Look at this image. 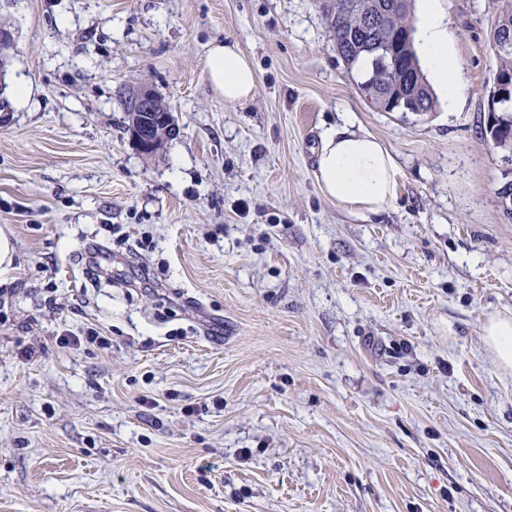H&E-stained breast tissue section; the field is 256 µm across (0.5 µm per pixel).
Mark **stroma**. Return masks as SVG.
<instances>
[{
	"mask_svg": "<svg viewBox=\"0 0 512 512\" xmlns=\"http://www.w3.org/2000/svg\"><path fill=\"white\" fill-rule=\"evenodd\" d=\"M461 102L382 112L314 0H0V512H512V180L483 133L487 0H440ZM236 41L254 95L204 70ZM162 95L151 157L122 95ZM353 113L377 213L315 179ZM96 328L108 348L63 346ZM205 69L210 87L225 103L243 102L253 95L256 86L253 64L235 42L213 40ZM397 176L394 156L374 135L346 127L322 135L315 178L337 206L379 212L396 198ZM484 345L497 368L512 373V313H494L483 325Z\"/></svg>",
	"mask_w": 512,
	"mask_h": 512,
	"instance_id": "stroma-1",
	"label": "stroma"
}]
</instances>
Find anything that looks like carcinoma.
Masks as SVG:
<instances>
[{
    "instance_id": "1",
    "label": "carcinoma",
    "mask_w": 512,
    "mask_h": 512,
    "mask_svg": "<svg viewBox=\"0 0 512 512\" xmlns=\"http://www.w3.org/2000/svg\"><path fill=\"white\" fill-rule=\"evenodd\" d=\"M324 23L336 44V51L349 67L359 60L370 62L361 73L360 88L371 103L384 112H397L406 96L417 98L421 111L435 108V97L419 64L414 39L400 38L402 26L415 28L413 0H315ZM496 19L489 41L497 61V72L512 73V44L501 37L512 34V0H489ZM175 122L169 104L156 99L150 115L151 156L171 138L167 127ZM485 136L497 146L512 139V106L508 111L490 112L484 122Z\"/></svg>"
}]
</instances>
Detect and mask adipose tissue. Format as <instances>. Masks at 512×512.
I'll use <instances>...</instances> for the list:
<instances>
[{"mask_svg":"<svg viewBox=\"0 0 512 512\" xmlns=\"http://www.w3.org/2000/svg\"><path fill=\"white\" fill-rule=\"evenodd\" d=\"M439 0H424L418 54L446 97L456 106L462 96L450 57L448 31ZM207 80L226 103L249 99L256 86L251 60L236 43L212 41L205 60ZM398 167L391 151L374 135L349 128H332L321 137L315 178L321 192L337 206L376 213L396 197ZM484 345L502 373H512V313H494L483 325Z\"/></svg>","mask_w":512,"mask_h":512,"instance_id":"ef3b65f1","label":"adipose tissue"}]
</instances>
